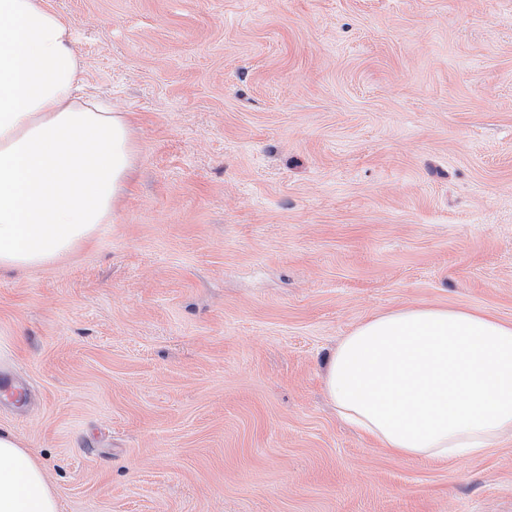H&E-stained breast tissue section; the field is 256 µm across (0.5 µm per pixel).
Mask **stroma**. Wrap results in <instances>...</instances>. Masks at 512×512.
<instances>
[{"instance_id":"35a3bbf8","label":"stroma","mask_w":512,"mask_h":512,"mask_svg":"<svg viewBox=\"0 0 512 512\" xmlns=\"http://www.w3.org/2000/svg\"><path fill=\"white\" fill-rule=\"evenodd\" d=\"M136 168L95 241L0 272V426L59 512H512L336 415L407 305L512 321V0H44Z\"/></svg>"}]
</instances>
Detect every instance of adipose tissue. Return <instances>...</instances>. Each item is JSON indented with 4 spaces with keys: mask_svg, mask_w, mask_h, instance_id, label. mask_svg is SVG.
Wrapping results in <instances>:
<instances>
[{
    "mask_svg": "<svg viewBox=\"0 0 512 512\" xmlns=\"http://www.w3.org/2000/svg\"><path fill=\"white\" fill-rule=\"evenodd\" d=\"M70 21L0 0V268L51 264L91 243L127 190V113L82 97ZM339 416L407 458L462 463L512 434V322L411 305L375 314L326 363ZM0 512H59L53 487L0 428Z\"/></svg>",
    "mask_w": 512,
    "mask_h": 512,
    "instance_id": "1",
    "label": "adipose tissue"
}]
</instances>
